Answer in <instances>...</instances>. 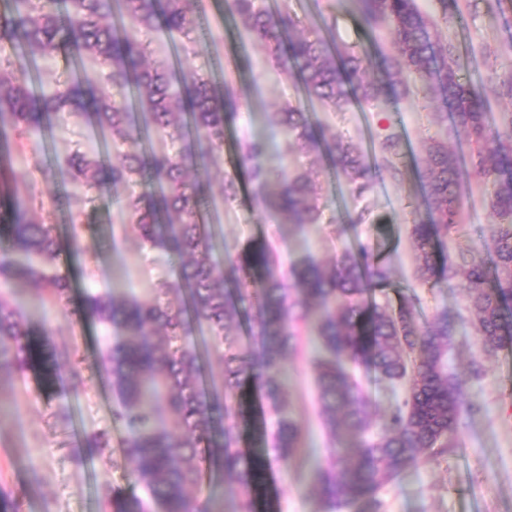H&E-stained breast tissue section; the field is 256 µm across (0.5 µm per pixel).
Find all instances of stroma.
Listing matches in <instances>:
<instances>
[{
    "label": "stroma",
    "instance_id": "1",
    "mask_svg": "<svg viewBox=\"0 0 512 512\" xmlns=\"http://www.w3.org/2000/svg\"><path fill=\"white\" fill-rule=\"evenodd\" d=\"M265 5L287 9L310 33L331 27L338 43L359 47L371 56H396L397 48L387 25L366 34L351 0H264ZM422 13L435 25L439 45L454 44L461 74H482L492 115L502 128L512 127V100L500 95L502 80L512 76V58L488 70L487 54L512 43V0H480L464 12L460 21L446 22L437 0H417ZM194 11L204 18L209 34L193 43L184 66L213 80L232 82L241 94V107L227 129L224 149L204 175L214 190H221L225 176L239 175L238 159L244 142L264 125V115L296 102L300 96L294 79L282 75L263 44L254 41L227 9L226 0H196ZM313 120L331 132L350 138L378 174L361 201L349 197L345 184L336 179L325 162L301 158L321 187L323 219L307 235L291 231L286 219L252 208L250 186H243L235 200L220 204L217 222L227 244L267 242L281 253L284 265L300 263L308 256L332 262L348 243L368 246L386 264L389 282L373 292L378 306L414 305L419 321L441 310L464 312L468 297L461 284L434 279L419 284L414 278L415 252L410 236L412 221L423 213L421 178L429 138L445 142L460 153L468 147L461 137L448 134L449 121L441 113L435 93L415 88L404 97L367 106L353 103L336 111L321 103L309 107ZM398 134L401 145L392 161H385L381 145L389 134ZM100 141L88 113H70L54 120L47 136H32L27 148L11 153L9 167L28 184L44 223L66 234L71 222L82 224L86 256L74 265L68 253H60L57 266L74 271L71 293L80 303L84 291L108 292L118 288L149 300L150 288L168 279L170 268L157 255L147 253L131 232L116 222L112 196L70 177L45 181L42 168L61 163L72 154L92 155ZM399 176H391L390 167ZM367 208L366 223L347 229L344 221L355 207ZM464 206L468 215L449 235L446 245L459 252L488 239L496 218L478 183L467 184ZM18 297L27 302V319L33 330L48 329L56 344L79 342L78 368L85 392L74 396L67 380L47 385L41 376H4L0 379V483L21 504V512H103L101 496L109 489L132 492L129 464L123 455L124 430L112 420L117 399L99 372L98 348L106 329L96 323L79 324L52 303L31 301L32 287L17 284ZM315 345L304 341L287 363L288 391L284 415L300 432V448L288 467L274 459L271 440L260 430L261 412L267 404L258 385L246 382L233 405L240 411L241 445L264 469L255 491L257 512H323V504L311 487L314 464H327V437L316 401ZM479 361L483 375L469 378L472 361ZM450 367L466 376L467 406L457 423L458 446L448 456L423 458L377 493L379 512H512V348L484 355L474 327L462 322L452 339ZM370 402L372 426L367 439H376L381 418L405 398L403 388H391L371 372L358 371ZM67 408L69 423L57 418ZM104 431L109 442L98 456L78 465L73 461L85 433Z\"/></svg>",
    "mask_w": 512,
    "mask_h": 512
}]
</instances>
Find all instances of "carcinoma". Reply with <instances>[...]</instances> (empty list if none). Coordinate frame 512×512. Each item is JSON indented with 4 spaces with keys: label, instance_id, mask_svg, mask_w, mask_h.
<instances>
[{
    "label": "carcinoma",
    "instance_id": "obj_1",
    "mask_svg": "<svg viewBox=\"0 0 512 512\" xmlns=\"http://www.w3.org/2000/svg\"><path fill=\"white\" fill-rule=\"evenodd\" d=\"M189 0H15L0 14V153L26 149L30 137L48 130L51 119L69 112H91L106 140L127 138L131 147L93 156L75 154L58 170L81 177L101 192L119 185L121 221L136 231L143 248L175 263L174 278L154 289L149 301L130 292L85 293L70 306L71 281L55 267L61 251L80 262L81 225L61 240L50 224L36 217L37 205L19 196L8 168L0 166V223L8 225L7 247L0 256V374L40 372L52 381L58 366L68 368L69 389L83 394L77 346L59 347L41 336L43 358L33 347L22 304L10 298L16 281L38 286L35 297L48 299L79 322L112 326L115 339L102 354L103 375L117 394L113 419L126 431L124 453L130 479L145 496L107 490V512H255L259 467L240 448L237 413L230 404L245 382L260 383L270 408L285 394L286 364L300 348L299 327L313 336L325 356L316 359L319 414L329 431L331 454L314 477L325 512L360 504L377 512V490L430 452L456 447L454 431L463 411L465 381L448 370L447 355L461 318L443 310L419 324L412 305L380 308L368 302L371 291L388 280V269L366 246L345 247L330 268L315 258L283 268L269 245L234 251L222 245V258L200 206L212 193L208 180H186V172L220 153L224 130L240 109L232 84L217 87L181 62L169 67L146 63L141 35L162 31L180 53L182 38L196 22ZM232 8L272 61L299 81L302 98L345 109L352 101L371 104L411 91L409 77L435 83L449 109L448 132L461 133L468 145L460 156L430 139L423 178L428 218H415L411 238L416 250V279L425 284L440 271L448 282L462 280L470 298L469 319L481 350L493 353L512 344V129L490 119L482 77L464 78L452 48L437 46L416 0H357L362 22L386 23L398 55L382 56L387 80L366 78L365 54L330 39L295 34L296 20L285 9L256 8L255 0H233ZM64 53L79 69L88 57L100 61L103 88L74 74L50 94L30 85L39 56ZM266 131L246 145L240 168L256 184L265 210L288 217L297 233L322 222L316 182L308 171L274 174L263 159L278 150V139L299 158L323 155L357 199L370 188L376 167L349 139L309 118L303 105L265 114ZM177 133L180 145L158 152L153 138ZM475 177L487 187L499 218L490 242L456 257L440 256L435 242L463 221V188ZM246 322L249 346H224L227 328ZM217 363L220 380L206 379L205 366ZM371 368L394 386H408L406 398L385 416L381 435L367 441L371 412L345 364ZM354 448H339L344 436ZM275 458L288 465L299 448L298 428L284 417L275 424ZM103 435L84 434L75 457L94 458ZM221 471L235 480L228 501L203 506L189 494L203 470Z\"/></svg>",
    "mask_w": 512,
    "mask_h": 512
}]
</instances>
